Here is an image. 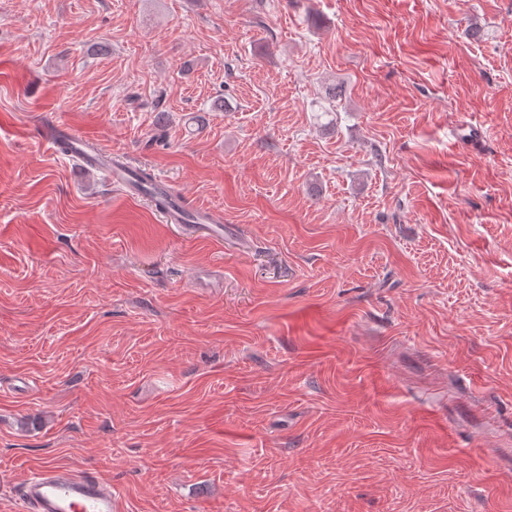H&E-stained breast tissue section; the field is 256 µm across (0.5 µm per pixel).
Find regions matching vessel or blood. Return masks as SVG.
<instances>
[{
    "mask_svg": "<svg viewBox=\"0 0 512 512\" xmlns=\"http://www.w3.org/2000/svg\"><path fill=\"white\" fill-rule=\"evenodd\" d=\"M85 141L74 137L71 156L84 168L102 172L112 183L129 186L132 174L100 160L88 159ZM19 512H122L111 485L91 473L77 474L69 467L52 465L30 478L15 492Z\"/></svg>",
    "mask_w": 512,
    "mask_h": 512,
    "instance_id": "obj_1",
    "label": "vessel or blood"
}]
</instances>
